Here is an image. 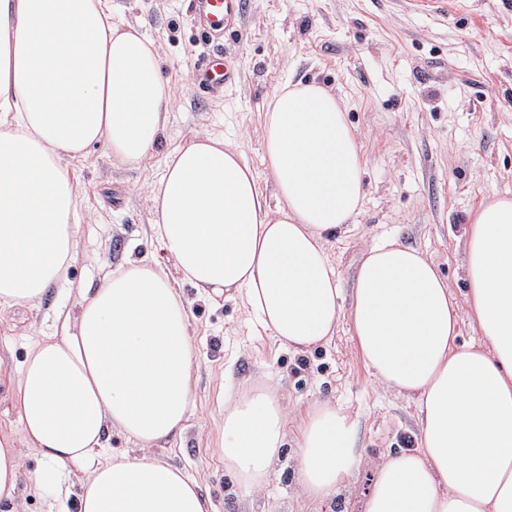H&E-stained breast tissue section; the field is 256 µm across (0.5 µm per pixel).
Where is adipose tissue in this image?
<instances>
[{
    "instance_id": "adipose-tissue-1",
    "label": "adipose tissue",
    "mask_w": 512,
    "mask_h": 512,
    "mask_svg": "<svg viewBox=\"0 0 512 512\" xmlns=\"http://www.w3.org/2000/svg\"><path fill=\"white\" fill-rule=\"evenodd\" d=\"M159 59L139 28L111 20L109 0H0V310L38 306L67 279L80 236L69 161L101 146L136 168L158 145L173 96ZM262 128L278 205L239 148L196 134L148 188L159 250L198 292L240 299L280 344L326 343L349 320L376 382L415 401L419 443L375 463L364 512H512V198L467 218L466 314L433 261L394 238L363 250L345 309L325 245L364 207L358 137L316 83L278 87ZM465 317L480 341L458 344ZM196 372L186 303L158 262L81 291L17 371L0 364L21 428L0 430V512L26 495L48 512H210L199 483L154 454L184 433ZM287 420L269 387L224 406V463L253 493ZM115 430L134 448L113 452ZM20 437L38 462L27 477ZM361 463L347 415L308 406L296 455L306 498L334 500Z\"/></svg>"
}]
</instances>
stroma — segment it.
<instances>
[{
  "label": "stroma",
  "instance_id": "1",
  "mask_svg": "<svg viewBox=\"0 0 512 512\" xmlns=\"http://www.w3.org/2000/svg\"><path fill=\"white\" fill-rule=\"evenodd\" d=\"M452 2L444 13L422 9L418 0H243L223 39L235 82L210 95L196 84L205 47L192 0H111L113 17L159 48L173 89L167 130L138 168L99 149L70 162L81 230L69 287L50 288L40 306L0 310V358L18 366L30 337L54 335L58 308H73L76 288L101 281L130 244L138 255L152 253L147 187L191 136L224 137L266 177L261 115L287 81L335 92L362 145L364 211L326 245L343 301L351 299L363 249L394 237L425 252L453 300L464 302L467 215L489 196H512V0ZM180 292L198 402L183 437L158 457L195 478L213 512H362L373 463L419 433L414 402L375 382L348 322L330 341L299 350L250 322L240 300L216 303L187 285ZM258 386L274 388L289 414L286 444L266 489L255 495L225 470L216 434L225 397ZM316 401L348 415L364 459L327 505L300 493L295 470L301 412Z\"/></svg>",
  "mask_w": 512,
  "mask_h": 512
}]
</instances>
